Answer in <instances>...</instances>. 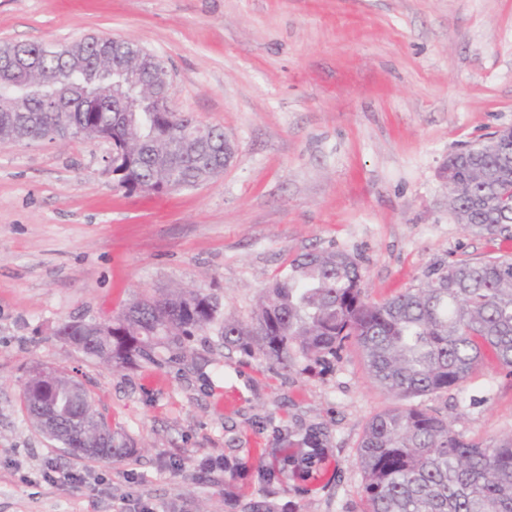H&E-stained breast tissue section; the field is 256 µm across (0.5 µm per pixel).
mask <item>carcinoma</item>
<instances>
[{
	"instance_id": "cac0c4a2",
	"label": "carcinoma",
	"mask_w": 512,
	"mask_h": 512,
	"mask_svg": "<svg viewBox=\"0 0 512 512\" xmlns=\"http://www.w3.org/2000/svg\"><path fill=\"white\" fill-rule=\"evenodd\" d=\"M141 63L112 52V39L94 35L61 46L15 43L0 47V144L35 140L105 139L109 165L122 168L125 151L137 163L134 189L163 193L194 187L224 166V131L188 114L172 113L170 135L156 131L151 112L112 111V90L85 85L98 101L86 111L82 95L68 97L65 111H52L39 98L14 89L39 86L69 90L80 73L112 74ZM448 203L477 235L512 239V141L476 145L448 161ZM359 263L343 252H306L293 258L262 291L250 321L221 317V304L200 289L145 295L103 327L85 323L59 335L71 336L86 354L115 364L134 358L154 362L160 344L181 345L218 327L224 348L259 353L288 368L298 362L337 358L354 341L372 379L408 404L369 422L356 464L363 475V512H512V438L482 446L455 431L448 420L413 398L460 389L490 352L512 373V256L450 262L426 281L381 303L363 293ZM74 378L54 383L32 376L24 397L38 420L43 404L60 415L77 414L72 439L81 441L111 429L108 418L86 395L77 407ZM129 448L69 453L88 459H121Z\"/></svg>"
}]
</instances>
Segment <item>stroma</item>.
I'll return each mask as SVG.
<instances>
[{"label":"stroma","instance_id":"obj_1","mask_svg":"<svg viewBox=\"0 0 512 512\" xmlns=\"http://www.w3.org/2000/svg\"><path fill=\"white\" fill-rule=\"evenodd\" d=\"M85 35L162 57L172 109L237 152L222 175L149 196L119 186L107 141L0 144V512H116L128 496L156 512H362L359 443L395 400L356 347L285 369L211 330L119 367L57 330L176 288L246 320L310 250L353 256L373 302L512 253L453 220L442 177L512 125V0H0V44ZM35 365L76 376L129 455L75 457L37 429ZM422 403L483 444L512 437V374L493 357Z\"/></svg>","mask_w":512,"mask_h":512}]
</instances>
